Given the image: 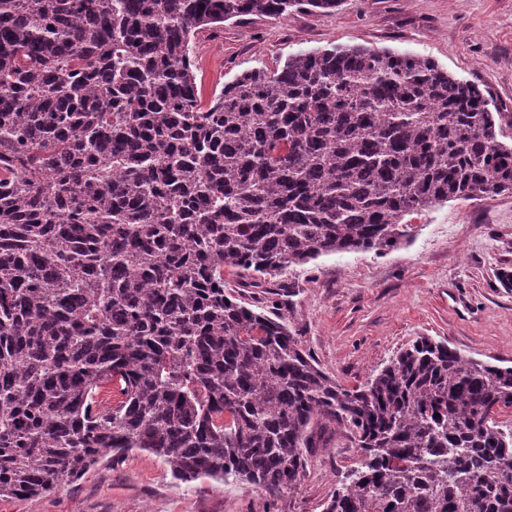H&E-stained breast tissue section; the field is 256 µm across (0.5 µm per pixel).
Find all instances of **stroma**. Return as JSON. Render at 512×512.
<instances>
[{
    "instance_id": "stroma-1",
    "label": "stroma",
    "mask_w": 512,
    "mask_h": 512,
    "mask_svg": "<svg viewBox=\"0 0 512 512\" xmlns=\"http://www.w3.org/2000/svg\"><path fill=\"white\" fill-rule=\"evenodd\" d=\"M331 45L391 48L429 58L487 91L512 138V0H343L332 12L249 17L193 40L204 97L242 72ZM397 248L332 253L261 288L239 287L256 311L280 318L303 350L345 387L375 376L419 336L462 355L512 366V193L454 200L411 216ZM360 451L329 431L305 452L295 489L270 501L248 483L174 480L145 451L105 461L78 481L0 512H325Z\"/></svg>"
}]
</instances>
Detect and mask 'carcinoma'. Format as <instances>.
<instances>
[{
	"mask_svg": "<svg viewBox=\"0 0 512 512\" xmlns=\"http://www.w3.org/2000/svg\"><path fill=\"white\" fill-rule=\"evenodd\" d=\"M341 3L0 0L1 497L135 449L276 500L334 425L362 460L325 512H512V366L419 336L345 388L224 289L512 193L503 113L428 58L334 45L201 101L197 31Z\"/></svg>",
	"mask_w": 512,
	"mask_h": 512,
	"instance_id": "obj_1",
	"label": "carcinoma"
}]
</instances>
